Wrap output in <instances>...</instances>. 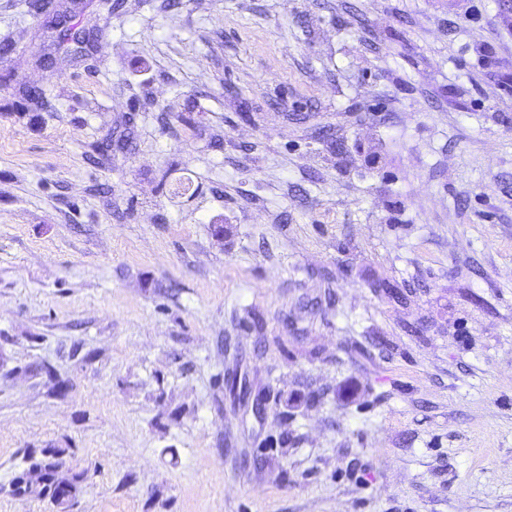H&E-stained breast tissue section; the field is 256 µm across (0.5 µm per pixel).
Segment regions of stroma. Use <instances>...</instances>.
<instances>
[{
	"mask_svg": "<svg viewBox=\"0 0 512 512\" xmlns=\"http://www.w3.org/2000/svg\"><path fill=\"white\" fill-rule=\"evenodd\" d=\"M41 2L0 0V512H512V8L80 0L48 66ZM32 470H39L38 494H51L57 501H63L74 489L73 482L68 478L59 475L58 466L53 464H33ZM44 471V472H43Z\"/></svg>",
	"mask_w": 512,
	"mask_h": 512,
	"instance_id": "1",
	"label": "stroma"
}]
</instances>
